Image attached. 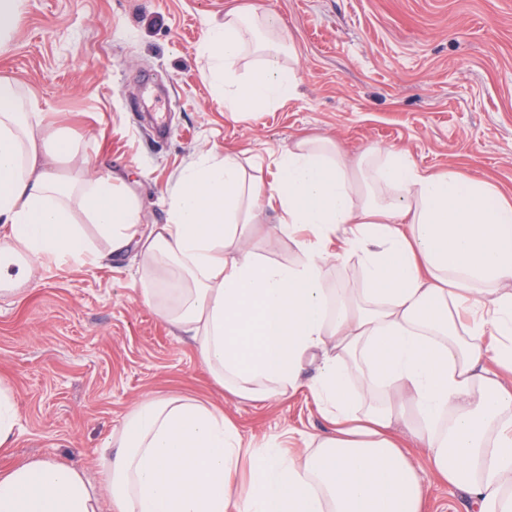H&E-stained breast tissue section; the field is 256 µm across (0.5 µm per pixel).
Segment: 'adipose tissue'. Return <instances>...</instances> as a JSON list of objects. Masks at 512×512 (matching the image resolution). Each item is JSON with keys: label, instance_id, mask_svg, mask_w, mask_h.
<instances>
[{"label": "adipose tissue", "instance_id": "adipose-tissue-1", "mask_svg": "<svg viewBox=\"0 0 512 512\" xmlns=\"http://www.w3.org/2000/svg\"><path fill=\"white\" fill-rule=\"evenodd\" d=\"M276 16L231 10L206 31L205 79L226 112L272 108L296 71ZM0 78V284L29 261L91 264L82 229L112 252L139 242L138 291L192 340L226 394L264 402L306 388L328 431L295 457L279 438L246 443L222 411L192 397L137 402L100 450V482L57 459L0 471V512H423L426 488L395 435L404 426L468 512H512V196L458 169L420 168L409 151L295 139L272 182L237 154L179 173L165 223L141 212L109 169L80 181L66 131ZM296 248L268 260L249 243L257 211ZM341 270L353 288L331 287ZM315 365L303 383L305 365Z\"/></svg>", "mask_w": 512, "mask_h": 512}]
</instances>
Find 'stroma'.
I'll list each match as a JSON object with an SVG mask.
<instances>
[{
  "instance_id": "1",
  "label": "stroma",
  "mask_w": 512,
  "mask_h": 512,
  "mask_svg": "<svg viewBox=\"0 0 512 512\" xmlns=\"http://www.w3.org/2000/svg\"><path fill=\"white\" fill-rule=\"evenodd\" d=\"M274 13L292 38L298 93L274 110L233 117L201 77L198 45L230 8ZM33 92L74 139L67 177L101 165L126 180L142 228L165 223L178 173L198 155L239 154L271 180L300 136L357 155L399 147L433 170L460 168L512 193V0H26L0 78ZM85 231L98 250L107 243ZM130 249L101 263L33 264L0 291V381L19 423L0 468L30 458L98 478L99 450L146 396H189L223 410L245 439L281 436L292 452L326 430L313 397L250 402L225 395L192 342L136 289ZM424 512H465L463 495L412 451Z\"/></svg>"
}]
</instances>
